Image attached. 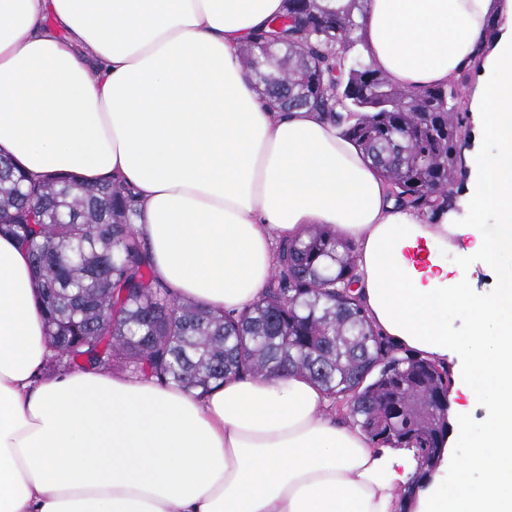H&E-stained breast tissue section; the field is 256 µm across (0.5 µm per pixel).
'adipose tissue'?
Returning <instances> with one entry per match:
<instances>
[{
	"instance_id": "adipose-tissue-1",
	"label": "adipose tissue",
	"mask_w": 512,
	"mask_h": 512,
	"mask_svg": "<svg viewBox=\"0 0 512 512\" xmlns=\"http://www.w3.org/2000/svg\"><path fill=\"white\" fill-rule=\"evenodd\" d=\"M281 10L0 0V154L35 176L134 188L156 277L211 311L258 301L278 242L307 226L352 239L369 318L450 366L447 440L470 444L452 492L420 490L414 512H512V0H366V59L400 88L467 65L487 76L469 108L496 148L472 160L465 223L397 207L322 113L271 110L240 51ZM452 306L464 335L448 328ZM45 331L30 258L0 236V512H398L416 472L414 449L374 446L299 374L204 394L107 371L46 379Z\"/></svg>"
}]
</instances>
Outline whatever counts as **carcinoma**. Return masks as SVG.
<instances>
[{
  "label": "carcinoma",
  "mask_w": 512,
  "mask_h": 512,
  "mask_svg": "<svg viewBox=\"0 0 512 512\" xmlns=\"http://www.w3.org/2000/svg\"><path fill=\"white\" fill-rule=\"evenodd\" d=\"M366 0H283L243 49L276 112L327 113L401 208H448L467 125L453 82L410 94L349 51ZM0 235L26 249L45 306L49 368L122 369L187 391L230 377L296 372L347 408L371 442L413 448L436 470L449 433L450 369L406 352L368 319L355 244L324 224L282 240L262 297L239 313L180 301L153 274L132 188L60 173L35 177L0 156Z\"/></svg>",
  "instance_id": "carcinoma-1"
}]
</instances>
